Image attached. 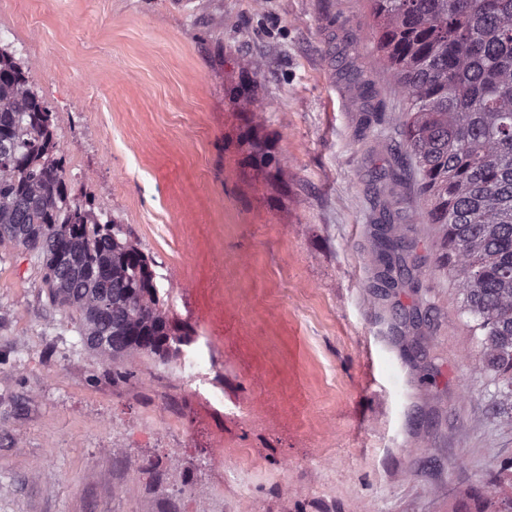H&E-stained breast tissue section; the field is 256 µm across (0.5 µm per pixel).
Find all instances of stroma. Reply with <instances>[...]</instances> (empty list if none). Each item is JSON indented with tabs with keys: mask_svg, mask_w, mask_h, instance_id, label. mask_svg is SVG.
I'll list each match as a JSON object with an SVG mask.
<instances>
[{
	"mask_svg": "<svg viewBox=\"0 0 512 512\" xmlns=\"http://www.w3.org/2000/svg\"><path fill=\"white\" fill-rule=\"evenodd\" d=\"M368 0H0L81 141L75 189L163 266L221 400L144 357L115 380L35 254L0 245V512H477L512 465L417 182L412 281L375 283L374 188L408 164ZM91 98L84 111L79 96Z\"/></svg>",
	"mask_w": 512,
	"mask_h": 512,
	"instance_id": "stroma-1",
	"label": "stroma"
}]
</instances>
